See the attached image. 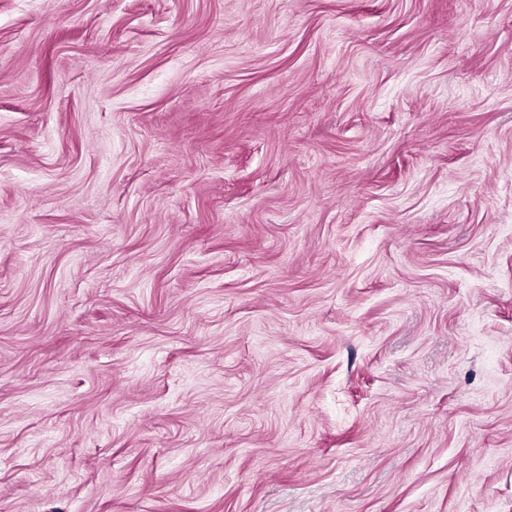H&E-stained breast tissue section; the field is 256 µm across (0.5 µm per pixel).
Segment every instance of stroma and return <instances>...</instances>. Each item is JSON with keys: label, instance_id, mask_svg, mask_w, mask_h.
Returning <instances> with one entry per match:
<instances>
[{"label": "stroma", "instance_id": "obj_1", "mask_svg": "<svg viewBox=\"0 0 512 512\" xmlns=\"http://www.w3.org/2000/svg\"><path fill=\"white\" fill-rule=\"evenodd\" d=\"M0 512H512V0H0Z\"/></svg>", "mask_w": 512, "mask_h": 512}]
</instances>
